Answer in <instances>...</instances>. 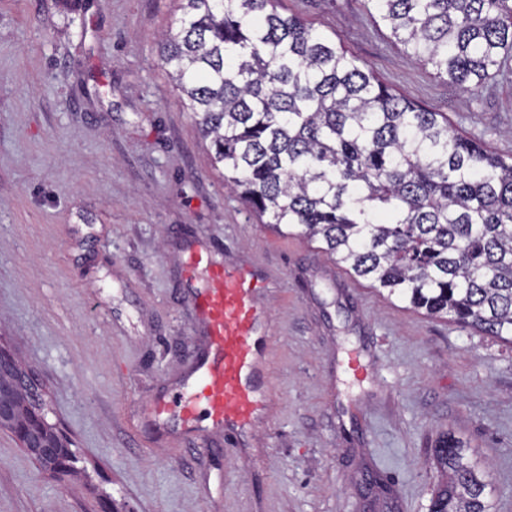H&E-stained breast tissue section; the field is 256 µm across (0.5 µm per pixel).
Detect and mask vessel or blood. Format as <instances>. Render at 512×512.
Returning a JSON list of instances; mask_svg holds the SVG:
<instances>
[{"instance_id":"obj_1","label":"vessel or blood","mask_w":512,"mask_h":512,"mask_svg":"<svg viewBox=\"0 0 512 512\" xmlns=\"http://www.w3.org/2000/svg\"><path fill=\"white\" fill-rule=\"evenodd\" d=\"M186 266L190 273L206 275L196 304L207 344L192 361L189 393L162 396L148 413L157 418L177 409L188 435L197 431L203 415L223 430L225 441L235 442L252 429L261 409L259 387L269 376L265 311L258 301L265 277L202 254L190 256Z\"/></svg>"}]
</instances>
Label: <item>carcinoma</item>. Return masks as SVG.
Instances as JSON below:
<instances>
[{
	"mask_svg": "<svg viewBox=\"0 0 512 512\" xmlns=\"http://www.w3.org/2000/svg\"><path fill=\"white\" fill-rule=\"evenodd\" d=\"M279 0H179L160 56L224 183L278 231L414 310L512 341V157L397 95ZM452 84L504 78L512 0H367ZM428 512H490L449 433Z\"/></svg>",
	"mask_w": 512,
	"mask_h": 512,
	"instance_id": "carcinoma-1",
	"label": "carcinoma"
}]
</instances>
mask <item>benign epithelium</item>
Returning <instances> with one entry per match:
<instances>
[{"instance_id":"benign-epithelium-1","label":"benign epithelium","mask_w":512,"mask_h":512,"mask_svg":"<svg viewBox=\"0 0 512 512\" xmlns=\"http://www.w3.org/2000/svg\"><path fill=\"white\" fill-rule=\"evenodd\" d=\"M27 389L28 378L18 361L0 348V430L9 432L39 466L57 473L71 471V442L46 412L30 405Z\"/></svg>"}]
</instances>
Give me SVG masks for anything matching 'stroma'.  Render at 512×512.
Segmentation results:
<instances>
[{"label": "stroma", "instance_id": "stroma-1", "mask_svg": "<svg viewBox=\"0 0 512 512\" xmlns=\"http://www.w3.org/2000/svg\"><path fill=\"white\" fill-rule=\"evenodd\" d=\"M389 88L512 155V80L437 78L366 0H281ZM175 0H0V346L42 388L74 470L0 432V512H428L438 435L512 512V345L380 295L224 185L158 56ZM267 277L272 406L238 447L140 412L202 332L190 252ZM359 352L365 379L347 370Z\"/></svg>", "mask_w": 512, "mask_h": 512}]
</instances>
